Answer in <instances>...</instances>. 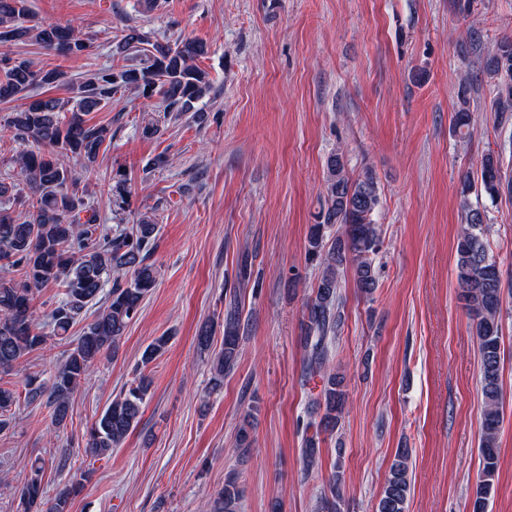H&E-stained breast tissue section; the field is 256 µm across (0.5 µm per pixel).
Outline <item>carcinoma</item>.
Returning <instances> with one entry per match:
<instances>
[{"instance_id":"1","label":"carcinoma","mask_w":512,"mask_h":512,"mask_svg":"<svg viewBox=\"0 0 512 512\" xmlns=\"http://www.w3.org/2000/svg\"><path fill=\"white\" fill-rule=\"evenodd\" d=\"M29 41L60 56L87 55L91 48L90 39L70 24L31 21L27 0H0V102L26 100L11 112L6 127L13 132L14 140L26 146L14 163L31 192L25 217L18 218L0 208V265L21 274L19 279L0 278V374H10L23 358L43 348L49 336L68 338L85 308L99 303L106 286L111 290L49 379L30 374L24 379L21 393L7 382L0 383V432L12 428L10 411L21 397L29 404L46 400L52 408V425H63L73 398L90 379L95 363L116 351L129 322L156 284L157 270L149 259L156 244L157 224L142 219L129 229L114 231L98 223L87 191L80 187V177L70 165L74 160L86 169L92 167L102 145L112 138L108 127L92 124L86 116L112 103L119 91L134 89L146 100L157 99L162 106V116L142 127V135L152 137L166 122L192 111L212 88L209 72L199 65L208 53L206 43L183 38L162 44L152 39L151 33L133 28L117 43L115 54L125 60L135 57L138 64L98 70L79 85L74 100L45 98L38 89L61 82L64 73L57 67L40 66L3 52L10 45ZM485 71L497 80L494 111L502 115L512 112V38L498 43L485 62ZM476 122L467 100H462L454 112L453 129L468 132ZM479 187L492 202L504 194L512 196V174L504 171L500 159L490 153L481 162ZM471 189L469 181L460 199L455 251L457 288L476 322L483 397L482 469L472 512H487L497 477V440L503 421L501 310L504 293L512 294V289H504L483 228L486 210L471 203ZM380 204L373 171L367 169L354 178L346 171L343 155L331 154L324 204L307 238L308 260L317 264L321 274L302 320L303 342L309 372L324 379V413L318 422L310 423L316 433L305 438L302 449L309 468L319 458L318 433L334 431L347 406L345 377L328 370V336L339 326L334 307L341 270L351 269L356 288L367 298L378 287L375 258L381 238L376 215ZM335 225L341 232L329 245L327 232ZM126 271L131 278L125 284H108L111 275L119 279ZM50 284L64 287V297L51 310L52 330L48 335L41 326L36 299L39 291ZM240 329L239 308L231 303L224 313L223 346L212 360L215 387L237 363ZM168 341L167 336L154 339L144 349L141 364L146 366L161 356ZM151 386L146 375L134 378L92 423L86 451L100 459L112 454V449L137 427ZM252 420V413L245 414L236 435L235 447L243 455L254 445ZM410 458L411 449H397L376 512H406ZM45 468L41 458L31 462L27 476L14 492L16 512H69L71 499L81 485L71 483L48 498L43 488ZM329 492L321 503L322 512H340L338 470L329 480ZM240 498L238 483L230 477L211 501L210 512H237Z\"/></svg>"}]
</instances>
